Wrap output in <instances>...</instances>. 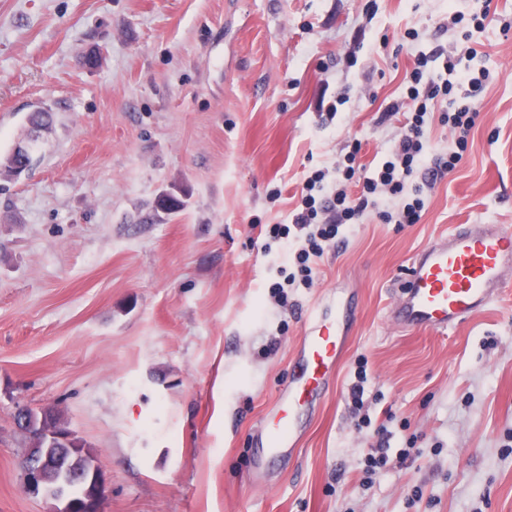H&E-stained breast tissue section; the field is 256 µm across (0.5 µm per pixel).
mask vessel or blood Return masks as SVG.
<instances>
[{"instance_id": "b4317fda", "label": "vessel or blood", "mask_w": 512, "mask_h": 512, "mask_svg": "<svg viewBox=\"0 0 512 512\" xmlns=\"http://www.w3.org/2000/svg\"><path fill=\"white\" fill-rule=\"evenodd\" d=\"M512 278V229L465 225L423 249L407 268L389 310L394 328L437 333L471 319ZM350 319L340 298L311 315L294 372L256 431L261 460L295 455L308 417L328 391L348 343Z\"/></svg>"}]
</instances>
